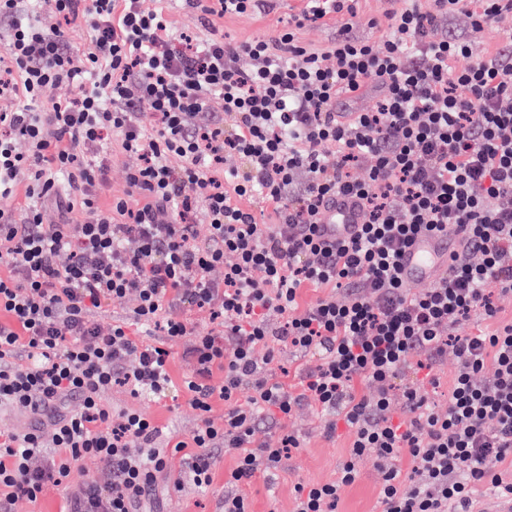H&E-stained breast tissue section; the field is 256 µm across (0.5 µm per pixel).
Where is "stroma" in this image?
Returning <instances> with one entry per match:
<instances>
[{"label": "stroma", "instance_id": "stroma-1", "mask_svg": "<svg viewBox=\"0 0 512 512\" xmlns=\"http://www.w3.org/2000/svg\"><path fill=\"white\" fill-rule=\"evenodd\" d=\"M301 5L302 0H274L269 13L227 16L217 19L216 24L227 37L237 42L266 38L276 35L287 24L289 14L297 12ZM394 8L393 0H359L358 17L350 29L351 36L381 44ZM318 358L314 351L282 349L272 366V374L289 391L299 392L303 376ZM454 370L455 362L449 353L429 370L410 363L395 381V402H402L406 388L415 387L425 392L431 402L445 405ZM103 400L117 411H139L163 430L159 444L170 450L168 469L157 479L155 496L145 504L147 512H220L225 491L224 474L234 468V455L215 451L214 481L207 491L201 492L191 486L179 492L172 488V482L183 466L181 454L175 453L173 447L178 441L188 439L196 425V412L189 405L186 394L159 401L134 399L123 389L115 387L104 393ZM288 431L300 434L303 445L292 450L290 458L277 469L275 480L269 481L259 475L240 488L241 493L248 497L252 512H293L297 485L327 483L337 477L350 442V432L346 427H339L335 436H326L319 410L304 402L290 418L262 416L255 440L273 448L281 435ZM362 470L363 475L358 482L341 490L337 512H377L380 476L371 460L363 461ZM102 477L101 463L84 459L75 466L66 482L57 487L47 486L36 502L18 501L14 512H68L74 492L85 481Z\"/></svg>", "mask_w": 512, "mask_h": 512}]
</instances>
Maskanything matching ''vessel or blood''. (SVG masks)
Wrapping results in <instances>:
<instances>
[{
	"mask_svg": "<svg viewBox=\"0 0 512 512\" xmlns=\"http://www.w3.org/2000/svg\"><path fill=\"white\" fill-rule=\"evenodd\" d=\"M362 222L359 200L352 195H339L324 201L319 233L328 241H344L354 237ZM461 247L459 237L445 233H424L404 250L398 276L407 285L433 283L448 272V263Z\"/></svg>",
	"mask_w": 512,
	"mask_h": 512,
	"instance_id": "obj_1",
	"label": "vessel or blood"
}]
</instances>
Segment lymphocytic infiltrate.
Segmentation results:
<instances>
[{"label":"lymphocytic infiltrate","instance_id":"obj_1","mask_svg":"<svg viewBox=\"0 0 512 512\" xmlns=\"http://www.w3.org/2000/svg\"><path fill=\"white\" fill-rule=\"evenodd\" d=\"M53 2L45 18L40 0H0L11 27L0 97L19 100L0 111V409L29 419L0 429V512L36 501L87 457L107 479L85 482L70 512H141L166 468L161 430L104 406L101 393L115 386L135 398L177 386L188 394L198 425L174 446L185 465L174 486L207 489L212 449L236 453L224 512H251L239 486L300 445L289 433L278 447L252 446L257 416L289 415L304 400L327 414L328 433L346 426L352 442L335 481L296 487L294 512H336L368 455L382 474L380 512H472L479 490L511 496L501 468L512 467V321L471 336L448 329L474 314L497 320L496 297L512 294V29L478 56L444 29L512 15V0H399L382 46L343 36L323 52L302 45L297 29L356 19L358 0H305L286 30L240 43L215 19L263 0H184L198 30L179 35L141 0ZM71 25L88 34L81 68ZM244 56L255 67H241ZM460 57L467 67H455ZM62 84L74 96L53 99ZM369 87L383 93L377 109L339 122L337 102ZM115 146L139 163L127 197L104 206L101 155ZM228 155L243 171L225 170ZM365 158L367 177L352 178ZM336 194L358 197L364 219L353 239L328 242L318 216ZM256 196L275 223L246 208ZM48 201L63 223H43ZM196 213L207 239L188 222ZM445 230L462 239L447 277L411 292L396 275L399 256L417 235ZM307 287L345 297L303 308ZM131 294L128 321L102 330L93 311ZM194 311L209 312L210 332L195 331ZM132 323L182 340L195 370L174 382L169 350L135 339ZM282 343L320 353L300 392L261 375L253 357ZM448 348L457 369L446 410L411 389L393 415L398 374ZM488 366L493 377L481 381ZM361 383L372 393H359ZM245 384L252 394L240 405ZM216 398L228 405L220 426L210 418ZM402 456L421 483H407Z\"/></svg>","mask_w":512,"mask_h":512}]
</instances>
